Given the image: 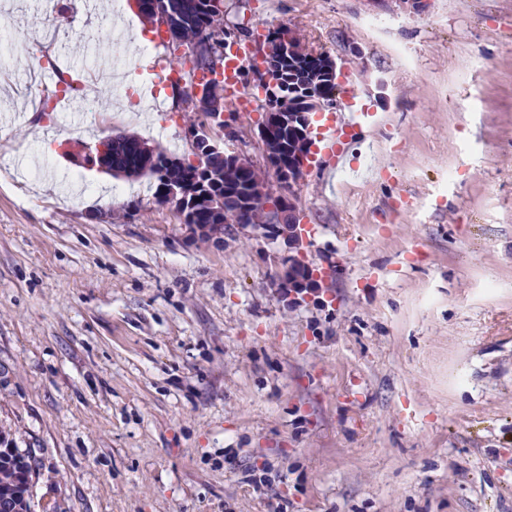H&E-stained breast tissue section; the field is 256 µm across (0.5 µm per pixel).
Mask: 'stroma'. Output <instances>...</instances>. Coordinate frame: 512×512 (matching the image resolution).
Masks as SVG:
<instances>
[{
    "instance_id": "35a3bbf8",
    "label": "stroma",
    "mask_w": 512,
    "mask_h": 512,
    "mask_svg": "<svg viewBox=\"0 0 512 512\" xmlns=\"http://www.w3.org/2000/svg\"><path fill=\"white\" fill-rule=\"evenodd\" d=\"M231 22L328 53L375 113L339 165L293 188L297 245L228 224L204 238L149 177L75 170L61 142L133 134L192 159L171 85L40 111L35 81L114 54L150 73L115 0H0V431L36 463L32 512H512V0H226ZM226 100L264 167L265 95ZM456 180H449V171ZM326 275L287 295L289 258Z\"/></svg>"
}]
</instances>
